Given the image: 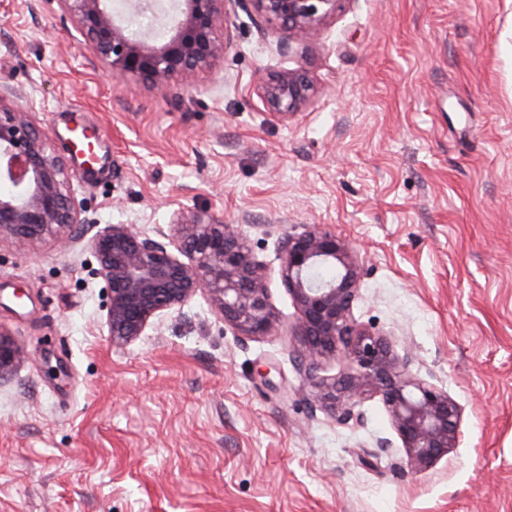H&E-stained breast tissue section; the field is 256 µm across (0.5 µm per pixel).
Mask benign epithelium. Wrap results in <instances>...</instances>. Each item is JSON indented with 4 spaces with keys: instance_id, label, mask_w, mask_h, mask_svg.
Returning a JSON list of instances; mask_svg holds the SVG:
<instances>
[{
    "instance_id": "obj_1",
    "label": "benign epithelium",
    "mask_w": 512,
    "mask_h": 512,
    "mask_svg": "<svg viewBox=\"0 0 512 512\" xmlns=\"http://www.w3.org/2000/svg\"><path fill=\"white\" fill-rule=\"evenodd\" d=\"M110 75L152 88L179 82L189 86L231 47L230 11L246 7L267 25L306 41L336 15L340 0H176L172 17L158 0H57ZM146 10L166 20L160 41L136 26ZM306 72L287 69L268 74L261 99L269 112L285 119L312 96ZM19 94L0 89V248L47 236L61 247L92 252L99 275L110 288L107 323L112 342L128 345L154 328L161 314L184 306L197 293L207 295L216 315L240 338L267 336L278 321L270 302L264 265L234 224L207 210L175 212L167 244L140 233L132 224L89 221L70 194L71 159L59 155L31 113L17 104ZM279 273L299 312L295 333L303 345L304 375L321 407L351 418L363 400L379 396L401 440L408 466L432 467L458 446L461 406L448 391L419 378L412 358L386 335L374 334L353 315L361 278L359 256L343 236L320 225H305L279 244ZM331 268V280L316 271ZM349 363L339 376L321 374L322 362L336 355ZM28 351L0 330V377Z\"/></svg>"
}]
</instances>
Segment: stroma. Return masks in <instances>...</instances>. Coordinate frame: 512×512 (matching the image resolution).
<instances>
[{"label": "stroma", "instance_id": "obj_1", "mask_svg": "<svg viewBox=\"0 0 512 512\" xmlns=\"http://www.w3.org/2000/svg\"><path fill=\"white\" fill-rule=\"evenodd\" d=\"M192 88L107 77L56 0H0V86L58 153L94 129L111 162L70 191L99 225H239L278 321L237 339L205 294L117 346L90 252L0 250V512H512V0H340L302 45L242 9ZM305 69L285 120L258 81ZM357 248L354 317L464 409L457 448L412 470L380 397L350 421L300 371L279 276L292 230ZM370 457L363 465L361 457ZM28 356V351L16 343L10 335L0 330V378Z\"/></svg>", "mask_w": 512, "mask_h": 512}]
</instances>
